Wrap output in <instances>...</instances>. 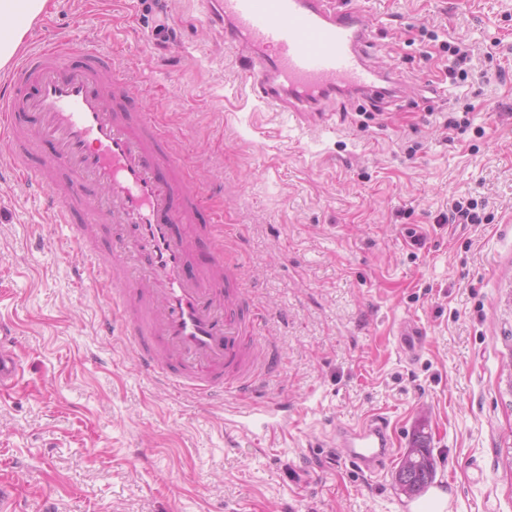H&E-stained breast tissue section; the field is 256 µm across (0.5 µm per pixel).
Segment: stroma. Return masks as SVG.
<instances>
[{"label":"stroma","instance_id":"1","mask_svg":"<svg viewBox=\"0 0 512 512\" xmlns=\"http://www.w3.org/2000/svg\"><path fill=\"white\" fill-rule=\"evenodd\" d=\"M345 2L397 102L336 96L298 117L260 106L202 0H170L161 45L144 44L137 0H50L29 28L28 44H123L132 96L209 194L197 225L217 212L241 227L230 251L282 353L256 399L292 405L258 443L225 427L233 398L205 408L143 373L103 328L111 278L76 279L70 229L14 178L0 135V315L23 361L0 394V486L21 512H399L396 461L369 476L333 459L336 426L372 413L399 450L423 438L456 512H512V0ZM410 26L431 50L470 46L463 86L409 44ZM447 112L468 118L465 133L449 137ZM457 201L479 223H441ZM404 324L422 333L411 356Z\"/></svg>","mask_w":512,"mask_h":512}]
</instances>
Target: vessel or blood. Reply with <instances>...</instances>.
Segmentation results:
<instances>
[{"label":"vessel or blood","instance_id":"b4317fda","mask_svg":"<svg viewBox=\"0 0 512 512\" xmlns=\"http://www.w3.org/2000/svg\"><path fill=\"white\" fill-rule=\"evenodd\" d=\"M207 23L226 47L245 53L239 73L266 107L317 112L338 90L364 98L377 92L382 74L365 54L367 31L336 0H206ZM70 42L37 44L0 80V126L13 148L18 176L44 193L52 221L67 226L90 263L79 274L112 273L109 323L126 336L141 370L173 393L197 400L228 394L252 399L258 381L281 359L263 336L266 309L242 296L245 276L226 256L233 224L209 237L199 253L194 223L202 191L185 171L181 154L166 145L155 116H130L128 77L100 78L110 57L83 46L81 64L70 61ZM38 116L37 125L20 115ZM53 151L37 167L29 160L43 142ZM115 227L110 249L91 241L94 225ZM17 327L0 317V391L22 370ZM288 402L242 408L225 417L234 430L260 437L287 422ZM339 458L362 473L381 471L396 454L386 417L372 416L336 429ZM449 481L429 495L403 502L404 512H448Z\"/></svg>","mask_w":512,"mask_h":512}]
</instances>
